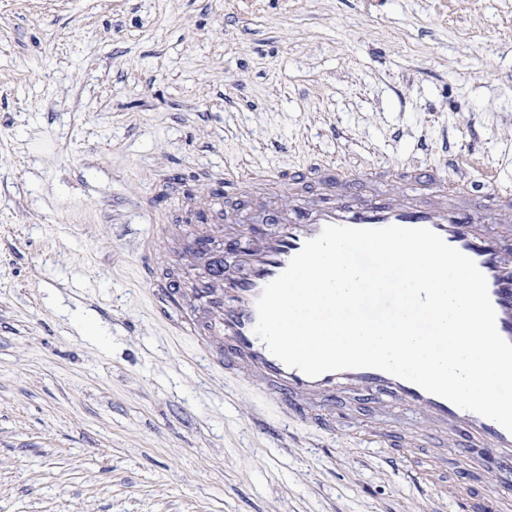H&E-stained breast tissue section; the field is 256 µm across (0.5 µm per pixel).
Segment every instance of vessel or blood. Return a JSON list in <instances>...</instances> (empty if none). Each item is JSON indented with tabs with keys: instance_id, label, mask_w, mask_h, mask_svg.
<instances>
[{
	"instance_id": "1",
	"label": "vessel or blood",
	"mask_w": 512,
	"mask_h": 512,
	"mask_svg": "<svg viewBox=\"0 0 512 512\" xmlns=\"http://www.w3.org/2000/svg\"><path fill=\"white\" fill-rule=\"evenodd\" d=\"M368 181H404L426 186L436 192L437 201L419 205L378 195L360 206L350 204V196ZM284 185L292 191L302 186L313 188L322 191L324 197L316 205L297 198L288 211L268 212L265 220L276 224V231L265 234L258 244L235 245L244 274L230 275L223 262L210 261L207 277L195 290L199 308L184 307L179 283L167 282L161 310L166 315L176 314L177 335L198 337L217 366L246 371L271 398L286 405L298 419L308 418L309 399L318 397L328 401L348 387L377 391L407 405L421 407L428 414L453 420L468 438L486 441L503 455H512V433L493 420L375 368L307 376L274 356L254 332L258 318L256 301L263 288L325 226L396 225L431 229L476 263L487 279L497 330L503 339L512 342V260L506 256L507 238L489 236L484 229L490 218L500 224L512 222V183L495 179L481 184L466 176L452 179L435 165L377 166L356 172L342 165L317 162L288 178L275 169H260L247 182L225 181L224 192L239 195L247 188L273 189Z\"/></svg>"
}]
</instances>
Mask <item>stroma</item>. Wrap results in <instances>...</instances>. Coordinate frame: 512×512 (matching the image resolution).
Wrapping results in <instances>:
<instances>
[{
  "label": "stroma",
  "mask_w": 512,
  "mask_h": 512,
  "mask_svg": "<svg viewBox=\"0 0 512 512\" xmlns=\"http://www.w3.org/2000/svg\"><path fill=\"white\" fill-rule=\"evenodd\" d=\"M444 160L512 180V0H0V512H461L512 460L380 392L297 421L173 335L287 192L226 172ZM184 192H174L175 184Z\"/></svg>",
  "instance_id": "35a3bbf8"
}]
</instances>
